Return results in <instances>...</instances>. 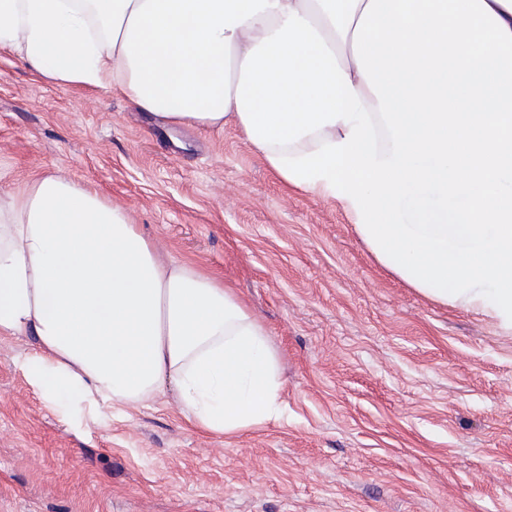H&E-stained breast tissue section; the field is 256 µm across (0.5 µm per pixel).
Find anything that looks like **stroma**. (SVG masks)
<instances>
[{
	"label": "stroma",
	"mask_w": 512,
	"mask_h": 512,
	"mask_svg": "<svg viewBox=\"0 0 512 512\" xmlns=\"http://www.w3.org/2000/svg\"><path fill=\"white\" fill-rule=\"evenodd\" d=\"M49 174L234 288L283 414L222 438L168 397L52 404L20 368L34 338L0 337V512H512V332L409 288L233 125L162 126L0 49V194Z\"/></svg>",
	"instance_id": "1"
}]
</instances>
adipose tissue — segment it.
Returning a JSON list of instances; mask_svg holds the SVG:
<instances>
[{"mask_svg":"<svg viewBox=\"0 0 512 512\" xmlns=\"http://www.w3.org/2000/svg\"><path fill=\"white\" fill-rule=\"evenodd\" d=\"M369 0H0V49L40 78L119 92L169 126L243 128L246 54L289 11L324 38L364 109L353 55ZM49 401L137 405L173 394L198 431L234 437L281 416L280 355L222 279L162 255L127 213L61 176L0 196V337Z\"/></svg>","mask_w":512,"mask_h":512,"instance_id":"ef3b65f1","label":"adipose tissue"}]
</instances>
